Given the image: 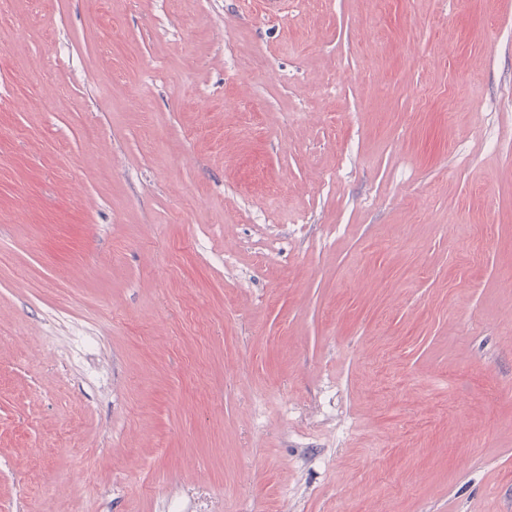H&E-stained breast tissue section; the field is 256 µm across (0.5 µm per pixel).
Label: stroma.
Listing matches in <instances>:
<instances>
[{
    "mask_svg": "<svg viewBox=\"0 0 512 512\" xmlns=\"http://www.w3.org/2000/svg\"><path fill=\"white\" fill-rule=\"evenodd\" d=\"M0 512H512V0L1 6Z\"/></svg>",
    "mask_w": 512,
    "mask_h": 512,
    "instance_id": "obj_1",
    "label": "stroma"
}]
</instances>
